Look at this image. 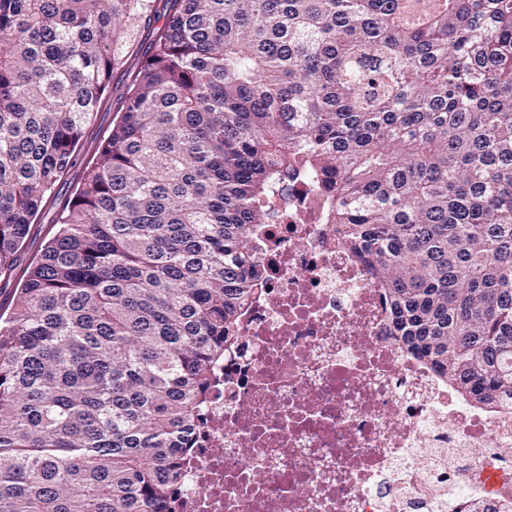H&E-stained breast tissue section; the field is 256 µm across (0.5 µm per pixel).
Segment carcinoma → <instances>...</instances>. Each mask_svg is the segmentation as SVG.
I'll use <instances>...</instances> for the list:
<instances>
[{
	"mask_svg": "<svg viewBox=\"0 0 512 512\" xmlns=\"http://www.w3.org/2000/svg\"><path fill=\"white\" fill-rule=\"evenodd\" d=\"M166 2L0 323V512H166L296 177L394 338L512 399V0ZM155 13L0 0V276Z\"/></svg>",
	"mask_w": 512,
	"mask_h": 512,
	"instance_id": "cac0c4a2",
	"label": "carcinoma"
}]
</instances>
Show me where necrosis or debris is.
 <instances>
[{
	"instance_id": "obj_1",
	"label": "necrosis or debris",
	"mask_w": 512,
	"mask_h": 512,
	"mask_svg": "<svg viewBox=\"0 0 512 512\" xmlns=\"http://www.w3.org/2000/svg\"><path fill=\"white\" fill-rule=\"evenodd\" d=\"M265 284L240 314L171 512H500L512 402L456 393L393 337L369 267L293 185L265 225Z\"/></svg>"
}]
</instances>
